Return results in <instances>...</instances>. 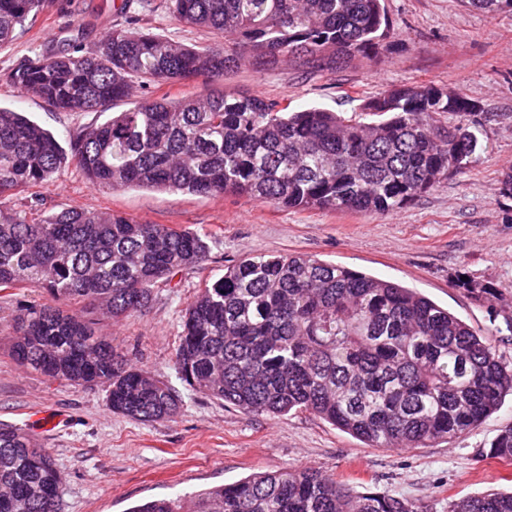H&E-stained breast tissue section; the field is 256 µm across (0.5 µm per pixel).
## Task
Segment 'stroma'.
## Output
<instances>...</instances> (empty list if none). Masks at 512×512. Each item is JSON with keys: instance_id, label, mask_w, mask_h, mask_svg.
I'll return each instance as SVG.
<instances>
[{"instance_id": "35a3bbf8", "label": "stroma", "mask_w": 512, "mask_h": 512, "mask_svg": "<svg viewBox=\"0 0 512 512\" xmlns=\"http://www.w3.org/2000/svg\"><path fill=\"white\" fill-rule=\"evenodd\" d=\"M124 0H53L33 26L0 49V72L24 58L90 46L121 23ZM399 44L324 70L285 60L246 61L216 88L247 90L291 106L319 105L352 116L389 86L427 84L461 93L480 107L488 148L411 205L389 215L286 209L245 196H199L133 188L114 193L68 170L30 188L43 211L114 212L142 224L192 229L210 245L201 265L159 286L143 312L103 321L101 334L139 368L167 380L183 406L168 422L113 413L98 386L51 383L10 356L12 320L41 302L37 288L0 291V423L21 427L48 448L64 474L60 512H129L155 499L188 496L255 472L312 467L356 490L372 487L446 512L449 501L489 488L512 490V461L482 450L512 425V396L467 436L424 448H371L306 412L248 415L190 390L174 366L182 316L198 288L247 255L304 254L415 289L479 332L512 363V199L499 194L512 166V13L494 17L462 0H386ZM0 106L25 113L59 141L100 121L95 112H60L0 81ZM59 416L39 429L33 411Z\"/></svg>"}]
</instances>
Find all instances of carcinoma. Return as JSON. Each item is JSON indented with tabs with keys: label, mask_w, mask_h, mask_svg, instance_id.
I'll return each mask as SVG.
<instances>
[{
	"label": "carcinoma",
	"mask_w": 512,
	"mask_h": 512,
	"mask_svg": "<svg viewBox=\"0 0 512 512\" xmlns=\"http://www.w3.org/2000/svg\"><path fill=\"white\" fill-rule=\"evenodd\" d=\"M49 0H0V48ZM213 42L145 32L138 18L98 43L29 57L0 74L61 112H112L69 136V148L0 107V290L35 285L45 302L13 319L19 365L71 386L95 385L109 409L172 421L181 398L100 336L97 317L144 311L154 288L203 263L194 231L78 208L28 218L1 203L69 168L115 192L133 187L248 196L278 207L388 214L474 162L478 105L432 85L396 86L361 104L370 118L289 108L240 90L178 101L133 98L165 81L224 77L244 58L320 69L395 47L385 0H140ZM490 16L512 0H465ZM456 117L446 123L445 117ZM426 296L312 256H246L199 289L183 315L175 366L195 391L246 414L309 412L374 448H417L469 433L512 393V364ZM487 455L512 461V426ZM62 473L23 429L0 423V512H58ZM129 512H424L387 492H355L311 467L256 473ZM448 512H512V492L448 502Z\"/></svg>",
	"instance_id": "1"
}]
</instances>
